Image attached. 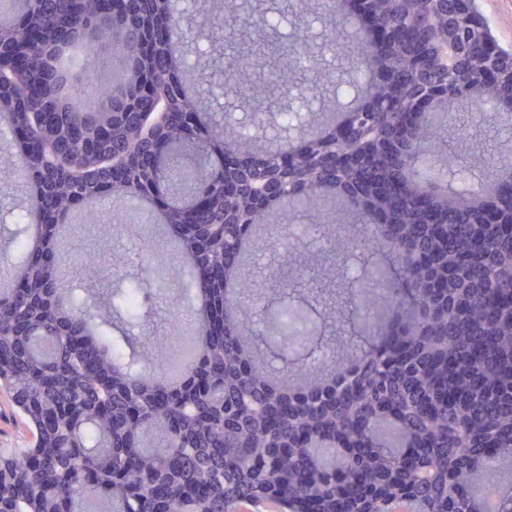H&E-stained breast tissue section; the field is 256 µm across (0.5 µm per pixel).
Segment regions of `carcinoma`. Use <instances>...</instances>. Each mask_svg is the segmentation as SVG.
<instances>
[{
    "label": "carcinoma",
    "instance_id": "obj_1",
    "mask_svg": "<svg viewBox=\"0 0 512 512\" xmlns=\"http://www.w3.org/2000/svg\"><path fill=\"white\" fill-rule=\"evenodd\" d=\"M0 0V57L28 49V65L0 83V123L13 131L14 160L0 182L19 181L24 225L0 267V393L31 436L0 455V512H239L243 502L278 512H512V155L482 154L492 190L473 185L447 139L464 130L456 92L490 122L512 111V50L489 25L456 17L454 0H350L332 30L369 21L376 39L355 37L352 68L329 84L350 88L351 128L320 110L299 144L257 148L224 165L237 128L213 125L207 90L179 76L196 39L175 0ZM448 16L454 65L443 66L430 11ZM106 42L123 66L112 87L64 52L89 55ZM226 87L249 104L270 77L318 65L308 31L288 50L230 46L220 53ZM498 69L501 80L486 73ZM165 101L167 121L151 130L140 105ZM33 112H53V135L69 164L65 179L25 155ZM153 153L157 165L140 167ZM236 186L224 195V183ZM136 199L148 223L176 245L127 288L88 305L72 286L74 264L60 230L74 214ZM300 214L321 238L348 217L362 228L356 249L386 251L360 278L284 264L253 301L237 249L256 227L276 226L275 245ZM224 259V283L203 275ZM176 279L199 301L173 327L186 331L194 366L173 385L149 369L140 343L125 353L112 312L136 320ZM347 322L369 343L359 360L322 352L327 321ZM286 362L285 389L244 344L254 322Z\"/></svg>",
    "mask_w": 512,
    "mask_h": 512
}]
</instances>
